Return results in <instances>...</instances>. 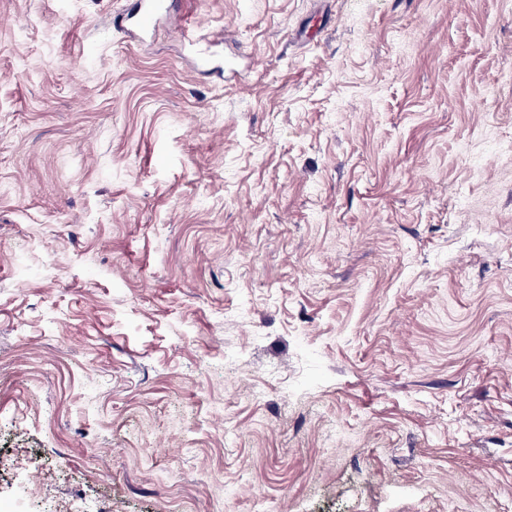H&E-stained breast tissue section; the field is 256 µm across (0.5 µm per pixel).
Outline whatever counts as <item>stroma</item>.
I'll list each match as a JSON object with an SVG mask.
<instances>
[{
	"label": "stroma",
	"mask_w": 512,
	"mask_h": 512,
	"mask_svg": "<svg viewBox=\"0 0 512 512\" xmlns=\"http://www.w3.org/2000/svg\"><path fill=\"white\" fill-rule=\"evenodd\" d=\"M126 6L0 0V512H512V0ZM174 0H130L132 7L114 16L112 26L123 31L128 23H133L143 33H151L160 15L165 14L169 24L182 29L183 19L180 13L171 12Z\"/></svg>",
	"instance_id": "1"
}]
</instances>
